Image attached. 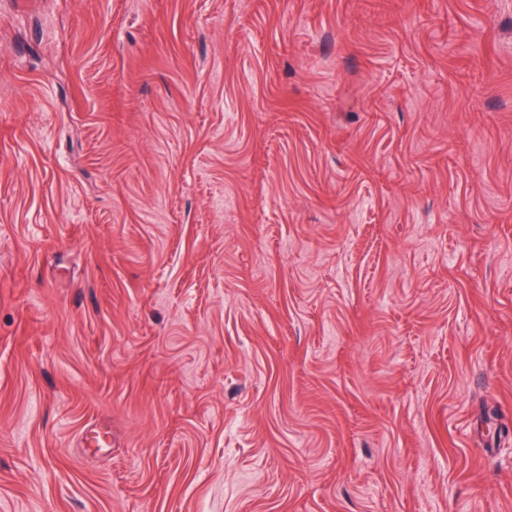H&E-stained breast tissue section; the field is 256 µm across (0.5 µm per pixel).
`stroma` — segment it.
I'll return each mask as SVG.
<instances>
[{
  "label": "stroma",
  "mask_w": 512,
  "mask_h": 512,
  "mask_svg": "<svg viewBox=\"0 0 512 512\" xmlns=\"http://www.w3.org/2000/svg\"><path fill=\"white\" fill-rule=\"evenodd\" d=\"M0 512H512V0H0Z\"/></svg>",
  "instance_id": "stroma-1"
}]
</instances>
